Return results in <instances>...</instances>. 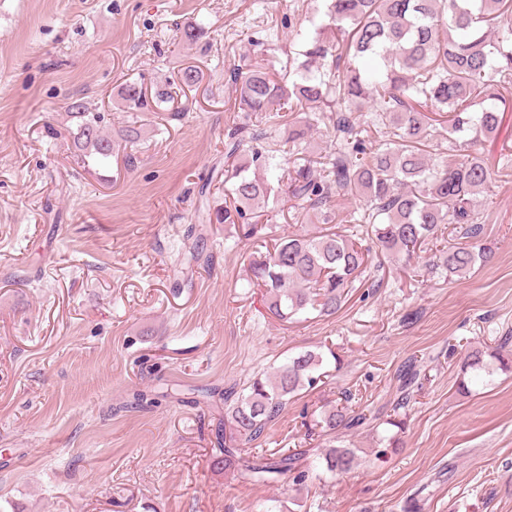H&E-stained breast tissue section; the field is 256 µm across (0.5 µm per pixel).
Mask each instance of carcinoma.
I'll list each match as a JSON object with an SVG mask.
<instances>
[{
  "label": "carcinoma",
  "mask_w": 512,
  "mask_h": 512,
  "mask_svg": "<svg viewBox=\"0 0 512 512\" xmlns=\"http://www.w3.org/2000/svg\"><path fill=\"white\" fill-rule=\"evenodd\" d=\"M328 41L317 33L304 39L303 60L291 59L288 71L230 69L238 110L252 115L281 112L335 113L336 151L318 161L298 162L293 147L303 132L288 122V150L254 149L236 163L240 147L258 140L248 123L236 127L226 143L232 180L224 189V207L202 205L201 224H238L270 197L308 204L324 224L358 226L382 251L406 262L430 243L432 270L466 276L491 260L480 244L483 212L478 196L492 188V173L481 152L512 112V0H328ZM126 112H162L173 100V86L151 96L129 84L121 93ZM77 120L74 145L86 159L112 157V136L101 128L102 115L80 99L68 106ZM448 129L452 159L436 160L428 150L436 126ZM371 126L384 137L375 145L365 135ZM293 164L287 180L265 176ZM357 196L361 212H329L335 194ZM367 258L359 239L340 232L288 235L250 262L255 283L265 289L271 314L288 319L310 309L335 312L346 289L361 276ZM323 354L305 351L288 359L270 377L254 379L246 391L223 392L227 404L224 438L211 461L222 470L233 464L256 483L286 477L295 486L309 478L293 451L241 455L302 390L321 382ZM418 362L399 377L393 411L405 406ZM379 419L353 404L345 391L327 405L316 425L327 437L321 454L325 471L346 474L357 464L358 449L344 444L345 432Z\"/></svg>",
  "instance_id": "1"
}]
</instances>
